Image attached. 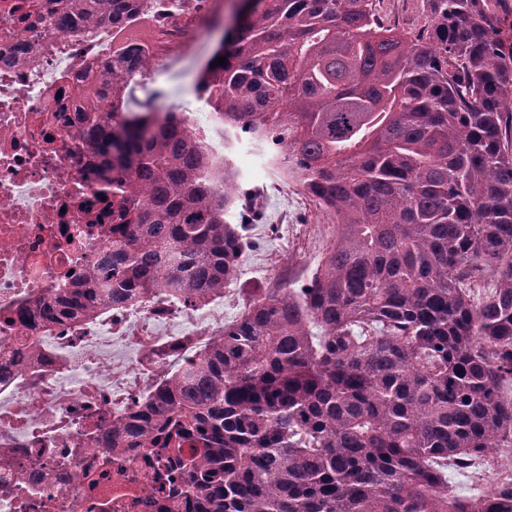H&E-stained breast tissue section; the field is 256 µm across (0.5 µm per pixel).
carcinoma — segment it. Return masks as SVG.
<instances>
[{"mask_svg": "<svg viewBox=\"0 0 512 512\" xmlns=\"http://www.w3.org/2000/svg\"><path fill=\"white\" fill-rule=\"evenodd\" d=\"M376 2L243 0L225 65L195 85L221 161L184 113L127 108L141 51L75 84L71 140L117 203L112 257L96 288L4 322L224 294L246 229L224 221L242 141L336 224L306 283L250 293L194 363L87 438L167 449L192 512H512V475L469 497L448 481L512 448V0H426L416 34ZM64 3L36 21L121 27L147 7ZM487 267L496 285L476 304Z\"/></svg>", "mask_w": 512, "mask_h": 512, "instance_id": "cac0c4a2", "label": "carcinoma"}]
</instances>
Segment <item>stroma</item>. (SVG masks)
<instances>
[{
	"label": "stroma",
	"instance_id": "35a3bbf8",
	"mask_svg": "<svg viewBox=\"0 0 512 512\" xmlns=\"http://www.w3.org/2000/svg\"><path fill=\"white\" fill-rule=\"evenodd\" d=\"M233 0H208L206 12L186 26L178 52L159 50L152 69L135 75L128 97L130 110L189 113L195 125L214 130L211 114L197 98V76L215 53ZM378 12L389 23L416 32L426 22L424 0H378ZM231 158L237 171L241 204L224 217L231 224H248L249 245L240 258L238 280L224 291V321L237 320L245 291L266 288L283 275L298 276L317 265L333 237L329 216L307 197L301 186L283 181L262 152L249 142L236 144ZM259 203L263 218L252 220L248 210Z\"/></svg>",
	"mask_w": 512,
	"mask_h": 512
}]
</instances>
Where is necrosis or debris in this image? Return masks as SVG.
I'll list each match as a JSON object with an SVG mask.
<instances>
[{
    "instance_id": "1",
    "label": "necrosis or debris",
    "mask_w": 512,
    "mask_h": 512,
    "mask_svg": "<svg viewBox=\"0 0 512 512\" xmlns=\"http://www.w3.org/2000/svg\"><path fill=\"white\" fill-rule=\"evenodd\" d=\"M0 0V51L28 46L29 60L0 67V312L34 307L74 278H87L110 248L112 212L98 202L92 158L67 136L74 79L108 74L113 53L153 51L176 35L168 18L175 0H154L119 28L45 31L12 19ZM172 304L145 300L43 331L38 320L0 321V512H160L166 493L156 471L164 456L82 446L91 411L114 418L154 389L165 365L150 350L184 364L194 351L165 328Z\"/></svg>"
}]
</instances>
